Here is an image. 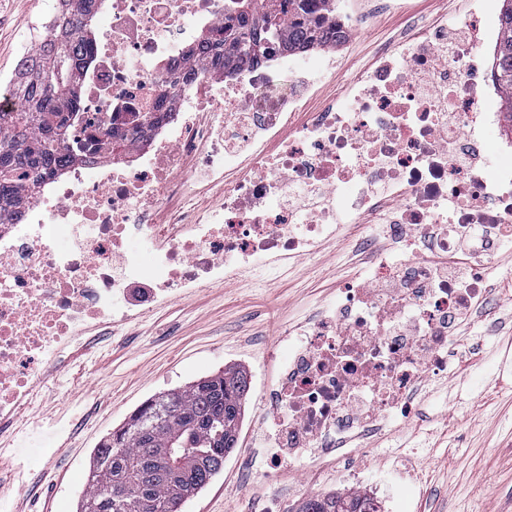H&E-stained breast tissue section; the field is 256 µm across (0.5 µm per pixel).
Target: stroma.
<instances>
[{
  "label": "stroma",
  "instance_id": "stroma-1",
  "mask_svg": "<svg viewBox=\"0 0 512 512\" xmlns=\"http://www.w3.org/2000/svg\"><path fill=\"white\" fill-rule=\"evenodd\" d=\"M55 0H0V90L36 39L32 31ZM413 11L371 9L349 0L362 17L363 33L336 54L335 66L319 72L313 108L328 101L349 105L346 84L370 67L381 48L395 46L413 24L461 18L465 0H412ZM340 208L335 237L318 252L206 286L144 311L130 322L91 327L63 358L39 365L31 401L15 424H34L26 434L0 428V489L16 512H77L86 492L93 451L144 401L227 368L244 370L251 387L244 403L236 448L223 471L181 512H258L271 493L307 497L350 492L349 471L362 470L365 485L380 487L389 512H512V249L498 250L488 267L492 295L487 315L459 326L465 348L448 377L431 381L419 414L393 415L369 442L311 465L300 461L270 470L251 466V434L265 408L266 385L279 365L267 353L279 336L305 326L332 306L340 288L369 278L362 243L377 240L386 257L398 254L385 226L355 224ZM27 463L25 485L14 478Z\"/></svg>",
  "mask_w": 512,
  "mask_h": 512
}]
</instances>
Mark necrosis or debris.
<instances>
[{
	"label": "necrosis or debris",
	"mask_w": 512,
	"mask_h": 512,
	"mask_svg": "<svg viewBox=\"0 0 512 512\" xmlns=\"http://www.w3.org/2000/svg\"><path fill=\"white\" fill-rule=\"evenodd\" d=\"M493 12L473 0L455 29H414L401 63L382 52L350 82L349 111H311L304 73L273 83L285 54L190 64L203 33L223 26L227 0H107L72 136L102 123L112 148L75 158L19 221L0 225V423L29 395L35 364L63 357L88 321L125 322L230 271L315 250L336 231L342 190L396 230L399 259L366 240L372 278L341 288L302 336H284L283 377L262 397L276 450L266 464L343 449L411 412L421 383L446 377L459 353L452 322L464 299L487 293L485 275L460 284L428 253L481 262L512 235V143L487 138L507 122L486 107L497 93ZM136 112L161 116L143 139L128 135ZM193 168L219 185V204L152 223L185 195ZM405 315L411 328L393 331Z\"/></svg>",
	"instance_id": "necrosis-or-debris-1"
}]
</instances>
